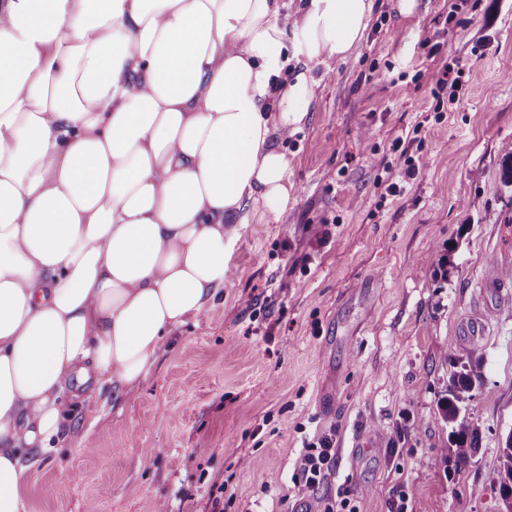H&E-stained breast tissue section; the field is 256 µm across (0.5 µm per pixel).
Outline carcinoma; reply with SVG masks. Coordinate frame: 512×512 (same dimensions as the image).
Listing matches in <instances>:
<instances>
[{
  "label": "carcinoma",
  "mask_w": 512,
  "mask_h": 512,
  "mask_svg": "<svg viewBox=\"0 0 512 512\" xmlns=\"http://www.w3.org/2000/svg\"><path fill=\"white\" fill-rule=\"evenodd\" d=\"M449 359L459 370L448 378V385L440 401V410L444 421L450 427L449 446L443 449V456L453 460L455 468L466 466L476 453L478 426L462 412V404L472 398L475 388L484 381L482 363L470 355L450 351ZM491 484L503 491L507 483L512 482V433L499 449L498 466L489 473Z\"/></svg>",
  "instance_id": "1"
}]
</instances>
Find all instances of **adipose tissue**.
Masks as SVG:
<instances>
[{
    "mask_svg": "<svg viewBox=\"0 0 512 512\" xmlns=\"http://www.w3.org/2000/svg\"><path fill=\"white\" fill-rule=\"evenodd\" d=\"M375 0H0V512L64 394L146 380L287 211L282 144ZM293 40H286V31Z\"/></svg>",
    "mask_w": 512,
    "mask_h": 512,
    "instance_id": "1",
    "label": "adipose tissue"
}]
</instances>
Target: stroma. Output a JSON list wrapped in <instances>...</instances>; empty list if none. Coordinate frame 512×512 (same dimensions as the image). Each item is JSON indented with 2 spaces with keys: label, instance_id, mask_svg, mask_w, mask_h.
Returning a JSON list of instances; mask_svg holds the SVG:
<instances>
[{
  "label": "stroma",
  "instance_id": "1",
  "mask_svg": "<svg viewBox=\"0 0 512 512\" xmlns=\"http://www.w3.org/2000/svg\"><path fill=\"white\" fill-rule=\"evenodd\" d=\"M395 5L376 0L357 54L329 61L284 144L288 211L243 226L223 299L136 388L66 402L80 447L32 452L33 512H212L224 486V512H501L488 475L512 434V0H420L402 23ZM490 259L509 272L496 288ZM450 350L484 373L467 406L478 450L458 472L438 409ZM325 437L335 462L311 491L300 459Z\"/></svg>",
  "mask_w": 512,
  "mask_h": 512
}]
</instances>
